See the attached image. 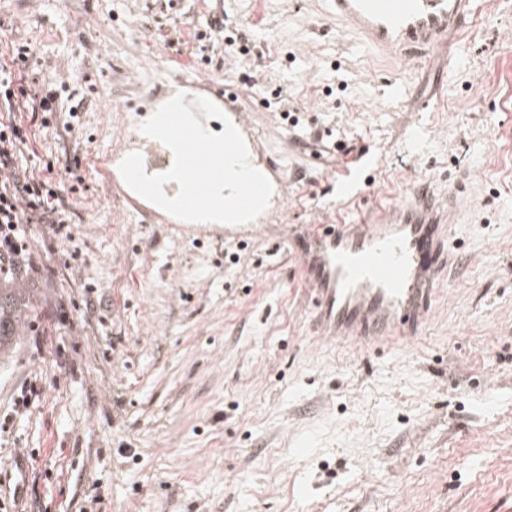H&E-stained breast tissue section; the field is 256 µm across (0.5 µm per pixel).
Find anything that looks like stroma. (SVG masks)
<instances>
[{
    "label": "stroma",
    "instance_id": "obj_1",
    "mask_svg": "<svg viewBox=\"0 0 512 512\" xmlns=\"http://www.w3.org/2000/svg\"><path fill=\"white\" fill-rule=\"evenodd\" d=\"M453 57L406 72L327 0H0V53L29 42L79 112H18L74 239L30 225L35 302L0 348V503L21 512H512V0H473ZM220 15L223 25L211 26ZM251 52L224 65L228 37ZM207 71L288 175L285 221L169 224L97 173L135 146L168 83ZM255 76L249 86L246 76ZM299 117L300 127L283 111ZM375 158L346 197L338 181ZM468 206L411 341L316 333L296 238L357 223L414 184ZM43 344H35V332ZM38 397L16 410L29 380Z\"/></svg>",
    "mask_w": 512,
    "mask_h": 512
}]
</instances>
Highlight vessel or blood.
<instances>
[{
  "label": "vessel or blood",
  "mask_w": 512,
  "mask_h": 512,
  "mask_svg": "<svg viewBox=\"0 0 512 512\" xmlns=\"http://www.w3.org/2000/svg\"><path fill=\"white\" fill-rule=\"evenodd\" d=\"M337 21L354 31L360 47L391 55L408 70L425 54L450 46L470 19V0H329ZM200 90L195 111L175 106L170 123L187 177L206 189L220 176L243 221L257 224L255 208L271 169L248 147L252 113L239 108L238 95L208 72L187 79ZM223 104L224 152L209 149L203 115ZM460 197L442 199L422 184L403 203L378 205L355 224H315L298 252L311 290L321 337L379 348L417 337L426 322L436 286L448 267V240L458 221Z\"/></svg>",
  "instance_id": "1"
}]
</instances>
